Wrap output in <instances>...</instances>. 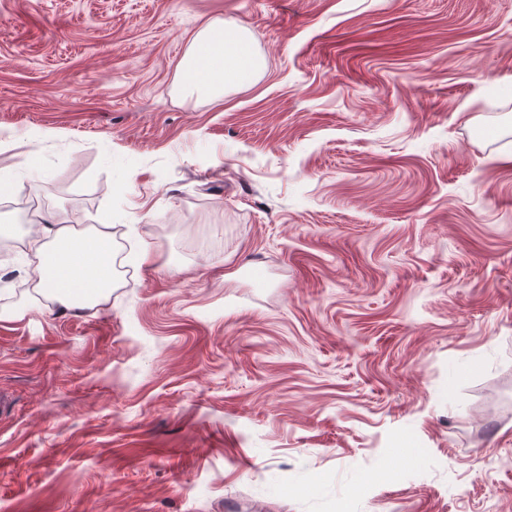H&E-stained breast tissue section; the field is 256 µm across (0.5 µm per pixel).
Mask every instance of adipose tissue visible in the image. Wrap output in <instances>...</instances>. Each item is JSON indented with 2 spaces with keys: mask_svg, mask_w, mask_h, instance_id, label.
<instances>
[{
  "mask_svg": "<svg viewBox=\"0 0 512 512\" xmlns=\"http://www.w3.org/2000/svg\"><path fill=\"white\" fill-rule=\"evenodd\" d=\"M263 68L264 60L246 28L212 24L197 34L183 59L177 89L187 96L220 98L255 81ZM111 238L105 227L79 231L66 224L38 225L27 306L49 301L82 310L107 298L118 284V272L112 257L97 259L95 248L108 245Z\"/></svg>",
  "mask_w": 512,
  "mask_h": 512,
  "instance_id": "adipose-tissue-1",
  "label": "adipose tissue"
}]
</instances>
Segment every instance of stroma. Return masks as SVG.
Segmentation results:
<instances>
[{
    "label": "stroma",
    "instance_id": "stroma-1",
    "mask_svg": "<svg viewBox=\"0 0 512 512\" xmlns=\"http://www.w3.org/2000/svg\"><path fill=\"white\" fill-rule=\"evenodd\" d=\"M6 134L0 300L35 177L122 271L0 320V512H512V0H0ZM211 46H216L220 53L216 60L203 54ZM205 59L207 64L203 65ZM263 68L264 60L246 28L226 29L223 24H212L197 34L183 59L177 90L186 96L220 98L242 84L255 81Z\"/></svg>",
    "mask_w": 512,
    "mask_h": 512
}]
</instances>
